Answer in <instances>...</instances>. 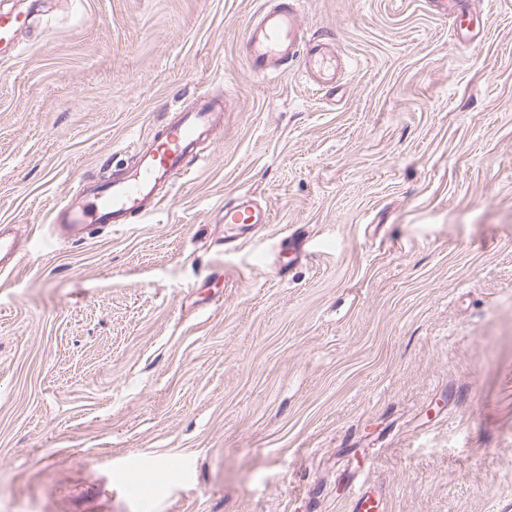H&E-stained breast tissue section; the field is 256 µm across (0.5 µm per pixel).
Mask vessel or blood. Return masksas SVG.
<instances>
[{"instance_id":"vessel-or-blood-1","label":"vessel or blood","mask_w":512,"mask_h":512,"mask_svg":"<svg viewBox=\"0 0 512 512\" xmlns=\"http://www.w3.org/2000/svg\"><path fill=\"white\" fill-rule=\"evenodd\" d=\"M303 0H277L261 12L244 35L246 61L251 71L266 78L289 67L302 65L311 87L325 86L332 69L330 40L307 34L303 27ZM441 15L452 19L457 39L475 41L483 32L458 0H436ZM26 24L22 15L0 14V47L16 49V35ZM223 99L210 95L197 98L188 112L172 113L159 124L147 140L135 141L131 152L133 167L114 177L108 186L87 188L77 204L58 206L52 213L53 235L60 240H75L94 224L124 228L137 214L156 211L165 201L177 179L188 177L202 163L200 146L209 141L213 128L220 123ZM267 209L257 206L250 193L243 192L224 205L226 241H235L260 224L271 223ZM22 249L16 235L0 227V273L11 272L20 262ZM350 512H381L379 495L368 488L350 491Z\"/></svg>"}]
</instances>
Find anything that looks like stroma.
I'll use <instances>...</instances> for the list:
<instances>
[{
	"label": "stroma",
	"instance_id": "1",
	"mask_svg": "<svg viewBox=\"0 0 512 512\" xmlns=\"http://www.w3.org/2000/svg\"><path fill=\"white\" fill-rule=\"evenodd\" d=\"M264 2L0 0L28 17L0 54V512H350L359 480L384 512H512V0H468L475 43L425 0H307L342 63L319 93L248 69ZM204 92L224 125L157 212L52 237ZM244 191L273 221L230 247ZM22 249L11 229L0 227V273H10L20 262Z\"/></svg>",
	"mask_w": 512,
	"mask_h": 512
}]
</instances>
